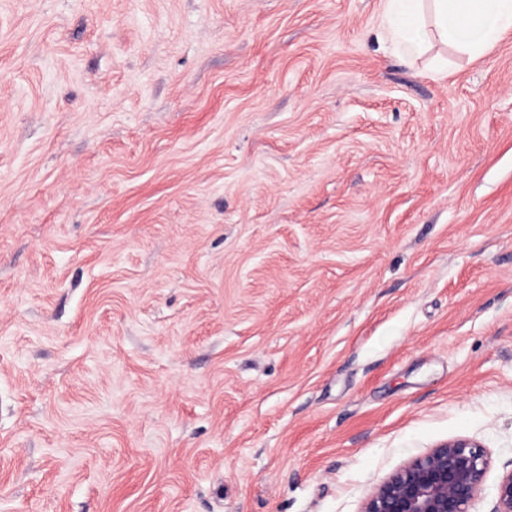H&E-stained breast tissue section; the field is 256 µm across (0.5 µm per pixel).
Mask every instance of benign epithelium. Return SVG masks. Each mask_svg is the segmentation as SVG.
<instances>
[{
	"instance_id": "1",
	"label": "benign epithelium",
	"mask_w": 512,
	"mask_h": 512,
	"mask_svg": "<svg viewBox=\"0 0 512 512\" xmlns=\"http://www.w3.org/2000/svg\"><path fill=\"white\" fill-rule=\"evenodd\" d=\"M489 460L469 439H455L412 459L379 481L361 512H471L481 494ZM493 512H512V470L495 491Z\"/></svg>"
}]
</instances>
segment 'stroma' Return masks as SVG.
<instances>
[{
  "label": "stroma",
  "mask_w": 512,
  "mask_h": 512,
  "mask_svg": "<svg viewBox=\"0 0 512 512\" xmlns=\"http://www.w3.org/2000/svg\"><path fill=\"white\" fill-rule=\"evenodd\" d=\"M382 10L0 0V512H360L459 438L492 512L512 35ZM383 32L408 63L423 57L435 36L478 59L512 34V0H384Z\"/></svg>",
  "instance_id": "obj_1"
}]
</instances>
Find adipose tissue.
I'll return each instance as SVG.
<instances>
[{
	"label": "adipose tissue",
	"instance_id": "obj_1",
	"mask_svg": "<svg viewBox=\"0 0 512 512\" xmlns=\"http://www.w3.org/2000/svg\"><path fill=\"white\" fill-rule=\"evenodd\" d=\"M383 32L408 63L423 57L435 39L477 59L512 34V0H384Z\"/></svg>",
	"mask_w": 512,
	"mask_h": 512
}]
</instances>
